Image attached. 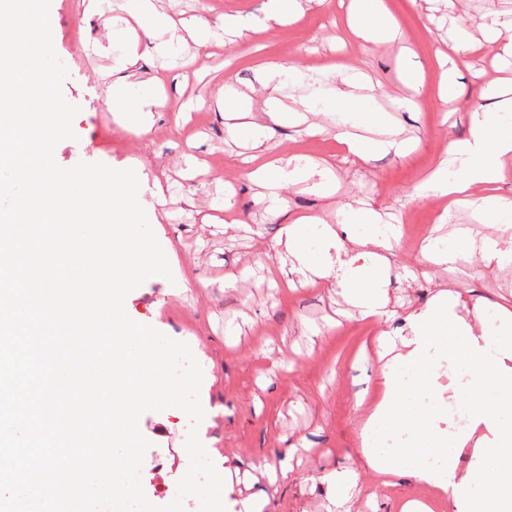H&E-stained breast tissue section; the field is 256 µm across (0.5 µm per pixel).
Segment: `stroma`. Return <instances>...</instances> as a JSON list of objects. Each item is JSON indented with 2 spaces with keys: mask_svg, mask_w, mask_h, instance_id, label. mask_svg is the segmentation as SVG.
<instances>
[{
  "mask_svg": "<svg viewBox=\"0 0 512 512\" xmlns=\"http://www.w3.org/2000/svg\"><path fill=\"white\" fill-rule=\"evenodd\" d=\"M153 2L181 39L164 56L155 40H138L142 78L164 80L149 106L152 128L138 135L107 106L102 76L128 48L113 30L112 9L90 14L87 0H51L53 46L68 70L63 95L80 108L72 123L74 138L57 144L54 159L64 168L83 161L131 169L164 191V207L147 195L140 203L172 276L146 280L127 295L125 310L132 320L187 343L201 365L205 417L198 436L224 479L226 512H245L251 498L261 512H341L319 477L343 469L359 474L353 491L357 512H401L404 502L418 498L436 499L434 512H453L447 499L412 478L378 485L360 451L363 402L378 391L382 363L376 338L407 335V314L439 289L461 293L467 305L488 311L512 303V268L489 267L477 256L453 268L422 258L438 235L450 245L460 229L477 241L512 233L482 223L473 211L449 209L447 197L421 192L449 137H467L473 110L491 107L482 90L512 88L511 56L493 49L467 55L458 63L461 102L444 111L438 55L459 31L470 42H482L490 17L511 25L512 0H385L399 34L376 42L352 32L343 0L321 5L308 0L290 23L244 43L216 41L204 50L190 32L197 20L259 21L267 0ZM271 62L285 70L264 88L256 70ZM410 62L422 86L413 95L415 108L399 110L393 101L409 95L403 76ZM338 68L365 73L376 106L392 112L404 138H419V145L405 156L379 153L365 162L352 156L342 136L353 115L326 102V90L336 82L331 72ZM294 69L322 74L307 90L318 109L306 124L277 126L258 147L246 132L229 141L220 107L224 97H243L252 122L267 125L270 108L285 112L293 106ZM182 109L187 115L175 124L174 114ZM254 153L267 160L311 159L331 170L329 191L290 183L280 196L293 215H316L334 225L337 248L366 232L361 224L338 223L343 208L362 205L394 225L391 249H372L364 257L368 267L387 273L383 317L359 318L334 279L308 281L293 270L282 273L285 223L256 202V188L237 162ZM227 200L228 211L222 208ZM179 277L180 288L173 284ZM189 428V418L177 408L150 411L139 420L150 443L141 482L155 505L170 503L188 470ZM288 452L293 458L287 476L269 478Z\"/></svg>",
  "mask_w": 512,
  "mask_h": 512,
  "instance_id": "obj_1",
  "label": "stroma"
}]
</instances>
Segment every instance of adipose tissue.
<instances>
[{
  "label": "adipose tissue",
  "instance_id": "ef3b65f1",
  "mask_svg": "<svg viewBox=\"0 0 512 512\" xmlns=\"http://www.w3.org/2000/svg\"><path fill=\"white\" fill-rule=\"evenodd\" d=\"M123 16L114 24L122 35L138 26L148 37L171 31L169 20L158 14L153 0H125ZM359 34L367 40L387 39L398 27L383 4H359L352 15ZM140 57L136 48H128L121 58L120 77L113 81L112 109L137 112L142 100L132 95ZM363 78L358 74H337L331 89L335 104L361 112L364 121L382 128L385 138L365 143L348 137L346 144L359 158L366 159L368 149L405 148L394 139L389 113L373 109L360 92ZM448 170L434 172L430 183L435 191L447 195L449 206L472 208L495 224L512 223V199L499 195L495 186L503 178L506 159L512 158V97L495 102L492 109L474 111L467 138L448 141ZM310 163L292 157L279 162L250 163L248 177L256 186V199L265 204L273 217H286V246L301 272L317 277L336 278L342 292L358 308L362 317L383 315L385 304L380 288H359L365 269L358 266L362 248H388L391 230L378 222L371 211H343L345 224H365L367 236L352 238L353 249L337 262L319 261L301 246V236L308 221L287 217L279 189L312 176ZM480 254L483 261L504 267L512 265V247L497 240L475 246L461 239L444 252H423L429 262L448 265ZM460 294L438 292L434 302L413 310L407 317L409 334L403 339L405 350L382 366L379 380L380 398L362 428L361 453L380 482L395 476H407L432 486L447 495L454 512H512V309L502 306L494 319L470 321L458 312ZM465 362L466 383L454 384L449 399L466 403L464 426L438 434L439 413L421 418L416 424L415 440L406 447L387 453L381 446L386 429L404 420L401 396L407 385L429 380L441 364ZM469 463H462V456Z\"/></svg>",
  "mask_w": 512,
  "mask_h": 512
}]
</instances>
